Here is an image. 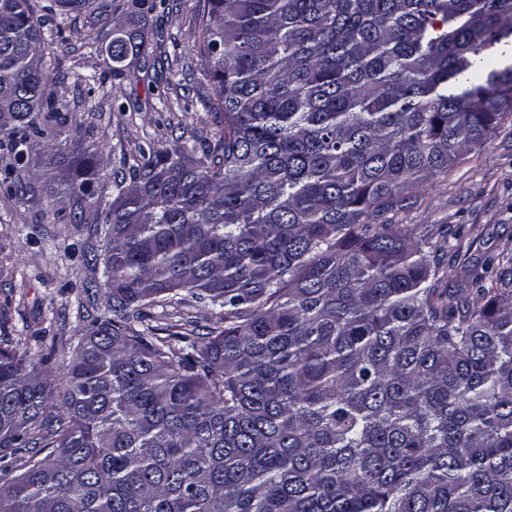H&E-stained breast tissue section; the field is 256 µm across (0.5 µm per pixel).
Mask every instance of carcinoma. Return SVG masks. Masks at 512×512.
<instances>
[{
	"label": "carcinoma",
	"mask_w": 512,
	"mask_h": 512,
	"mask_svg": "<svg viewBox=\"0 0 512 512\" xmlns=\"http://www.w3.org/2000/svg\"><path fill=\"white\" fill-rule=\"evenodd\" d=\"M222 155L101 156L0 0V135L75 131L61 222L103 224L107 315L60 384L0 336V512H512V282L382 214L512 109V0H208ZM108 73L147 49L114 26ZM186 292L217 310L159 336Z\"/></svg>",
	"instance_id": "carcinoma-1"
}]
</instances>
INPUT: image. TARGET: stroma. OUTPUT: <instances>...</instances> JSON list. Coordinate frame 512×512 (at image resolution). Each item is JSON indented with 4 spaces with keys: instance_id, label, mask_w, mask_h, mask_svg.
I'll return each instance as SVG.
<instances>
[{
    "instance_id": "stroma-1",
    "label": "stroma",
    "mask_w": 512,
    "mask_h": 512,
    "mask_svg": "<svg viewBox=\"0 0 512 512\" xmlns=\"http://www.w3.org/2000/svg\"><path fill=\"white\" fill-rule=\"evenodd\" d=\"M153 11L137 16V28L153 36L147 53L127 60L123 73L97 82L104 63L89 52L87 39L111 27L127 0H89L79 12H66L56 0H32L36 14L47 16L45 58L61 57L69 80L57 92L67 99L78 122L94 127L92 141L103 151L106 172L97 190L101 205L112 202L110 173L133 163L140 149L171 152L186 144L220 152L215 113L202 108L216 90L199 72L192 44L207 0H154ZM21 180L27 194L0 187V334L16 349L51 355L54 374L71 359L75 329L104 312L102 266L86 263L87 249L103 253L106 242L91 224L55 221L61 187L41 143H32ZM384 223L416 231H447L448 250L457 261L448 267V287L466 290L462 265L488 267L489 278L512 271V114H504L484 144L465 155L447 174L413 192L403 206L383 216ZM94 293H86L87 284ZM158 327L182 332L210 326L211 307L187 299L155 309ZM40 330L32 339V330Z\"/></svg>"
}]
</instances>
